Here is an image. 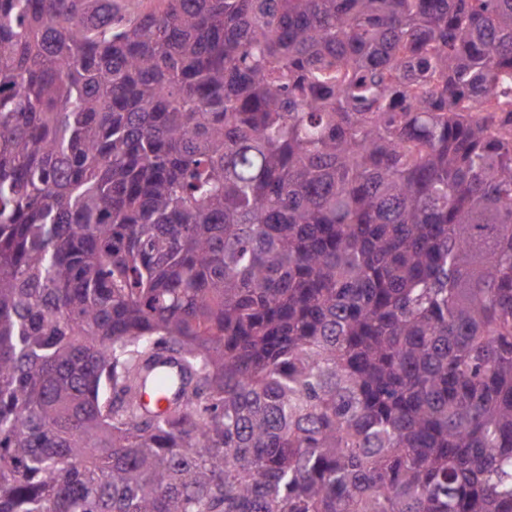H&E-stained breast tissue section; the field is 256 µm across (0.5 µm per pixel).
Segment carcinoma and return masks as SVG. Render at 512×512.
<instances>
[{"mask_svg": "<svg viewBox=\"0 0 512 512\" xmlns=\"http://www.w3.org/2000/svg\"><path fill=\"white\" fill-rule=\"evenodd\" d=\"M0 512H512V0H0Z\"/></svg>", "mask_w": 512, "mask_h": 512, "instance_id": "obj_1", "label": "carcinoma"}]
</instances>
